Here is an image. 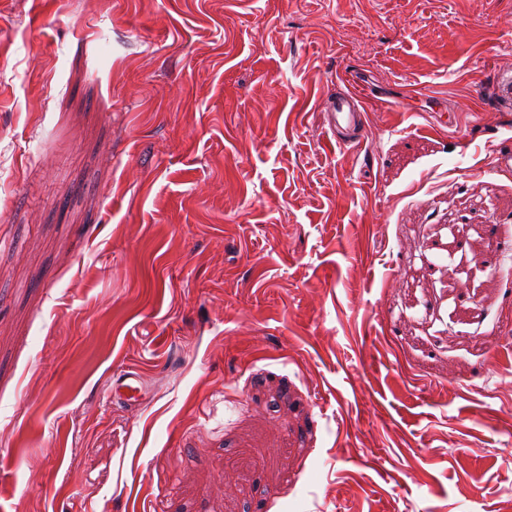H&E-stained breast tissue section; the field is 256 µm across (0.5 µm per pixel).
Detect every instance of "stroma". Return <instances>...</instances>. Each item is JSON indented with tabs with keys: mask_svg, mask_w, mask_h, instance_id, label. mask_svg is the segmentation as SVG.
<instances>
[{
	"mask_svg": "<svg viewBox=\"0 0 512 512\" xmlns=\"http://www.w3.org/2000/svg\"><path fill=\"white\" fill-rule=\"evenodd\" d=\"M470 2L0 0V512L512 503V0ZM361 99V92L353 90L345 94L336 93V96L331 95L323 100L329 130L333 135L336 133L338 143L356 146L364 139L362 134L352 138L366 128L367 114ZM343 130L348 134V139L337 136ZM148 391L144 376L134 369H124L114 375L112 387L108 390V398H115L130 404L140 400Z\"/></svg>",
	"mask_w": 512,
	"mask_h": 512,
	"instance_id": "stroma-1",
	"label": "stroma"
}]
</instances>
